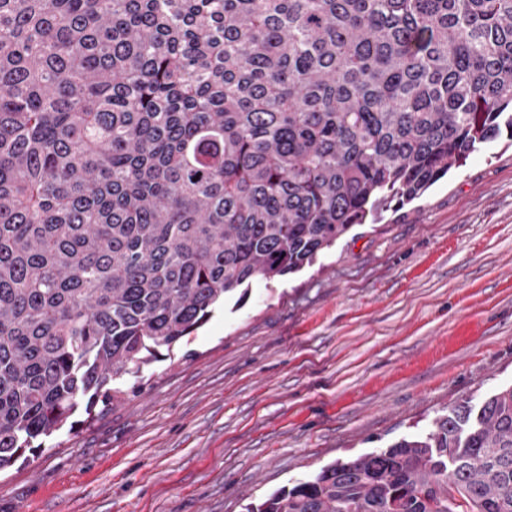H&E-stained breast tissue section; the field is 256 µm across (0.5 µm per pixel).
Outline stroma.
Wrapping results in <instances>:
<instances>
[{
    "mask_svg": "<svg viewBox=\"0 0 512 512\" xmlns=\"http://www.w3.org/2000/svg\"><path fill=\"white\" fill-rule=\"evenodd\" d=\"M512 385V138L189 340L0 470V512H246Z\"/></svg>",
    "mask_w": 512,
    "mask_h": 512,
    "instance_id": "35a3bbf8",
    "label": "stroma"
}]
</instances>
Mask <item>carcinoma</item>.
I'll list each match as a JSON object with an SVG mask.
<instances>
[{"mask_svg": "<svg viewBox=\"0 0 512 512\" xmlns=\"http://www.w3.org/2000/svg\"><path fill=\"white\" fill-rule=\"evenodd\" d=\"M512 135V0H0V470ZM248 512H512V385Z\"/></svg>", "mask_w": 512, "mask_h": 512, "instance_id": "obj_1", "label": "carcinoma"}]
</instances>
